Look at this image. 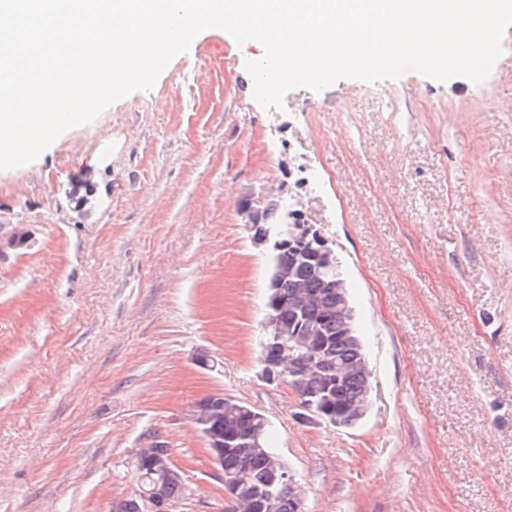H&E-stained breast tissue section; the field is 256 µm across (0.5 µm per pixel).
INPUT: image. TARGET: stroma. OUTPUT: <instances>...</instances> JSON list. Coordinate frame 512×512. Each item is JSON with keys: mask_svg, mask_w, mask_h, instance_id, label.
Returning <instances> with one entry per match:
<instances>
[{"mask_svg": "<svg viewBox=\"0 0 512 512\" xmlns=\"http://www.w3.org/2000/svg\"><path fill=\"white\" fill-rule=\"evenodd\" d=\"M481 83L416 72L253 96L208 29L148 91L0 170V512H113L161 442L225 512L190 419L266 416L305 512H512V26ZM299 202L340 261L372 371L354 427L261 376L269 255L245 208Z\"/></svg>", "mask_w": 512, "mask_h": 512, "instance_id": "stroma-1", "label": "stroma"}]
</instances>
